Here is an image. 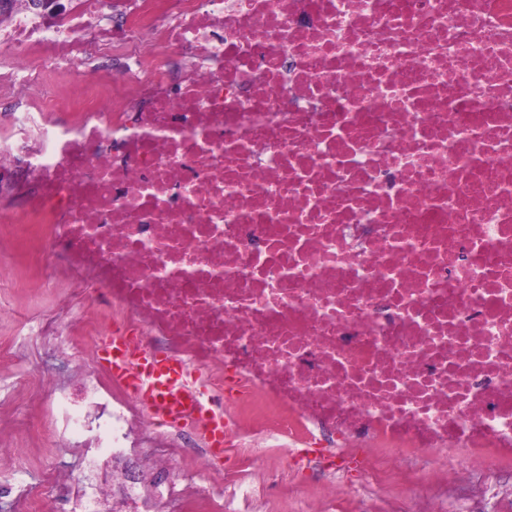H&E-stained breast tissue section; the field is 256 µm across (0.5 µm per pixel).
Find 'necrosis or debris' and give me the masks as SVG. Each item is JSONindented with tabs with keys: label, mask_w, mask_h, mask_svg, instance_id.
I'll list each match as a JSON object with an SVG mask.
<instances>
[{
	"label": "necrosis or debris",
	"mask_w": 512,
	"mask_h": 512,
	"mask_svg": "<svg viewBox=\"0 0 512 512\" xmlns=\"http://www.w3.org/2000/svg\"><path fill=\"white\" fill-rule=\"evenodd\" d=\"M71 2L0 25V241L105 301L29 399L54 392L60 441L112 475L47 491L250 512L279 467L296 512H445L464 461L512 476V0ZM96 49L114 66L74 81ZM111 334L206 382L236 470L201 422L159 432ZM174 458L207 488L160 481Z\"/></svg>",
	"instance_id": "necrosis-or-debris-1"
}]
</instances>
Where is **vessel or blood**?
<instances>
[{"label":"vessel or blood","mask_w":512,"mask_h":512,"mask_svg":"<svg viewBox=\"0 0 512 512\" xmlns=\"http://www.w3.org/2000/svg\"><path fill=\"white\" fill-rule=\"evenodd\" d=\"M100 357L113 375L123 380L158 419L173 422L193 415L206 417L210 439L214 444H222L223 419L206 413L195 397L180 389L179 382L184 373L180 362L150 355L131 361L124 343L114 336L106 341Z\"/></svg>","instance_id":"1"}]
</instances>
